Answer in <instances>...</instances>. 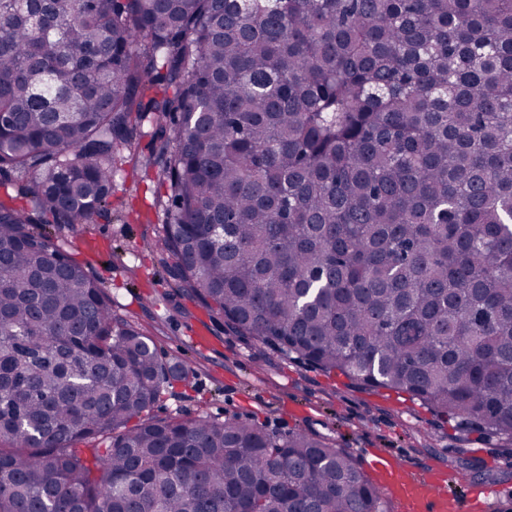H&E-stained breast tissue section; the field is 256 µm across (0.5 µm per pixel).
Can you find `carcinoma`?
I'll return each mask as SVG.
<instances>
[{
	"label": "carcinoma",
	"instance_id": "1",
	"mask_svg": "<svg viewBox=\"0 0 512 512\" xmlns=\"http://www.w3.org/2000/svg\"><path fill=\"white\" fill-rule=\"evenodd\" d=\"M0 117V512H384L318 435L151 415L183 370L44 228L125 163L228 331L512 441V0H0ZM30 178V175L20 172H11L8 178L0 175V198L5 199L7 195L16 197V204L27 207L26 200L21 198L19 190ZM2 183V185H1Z\"/></svg>",
	"mask_w": 512,
	"mask_h": 512
}]
</instances>
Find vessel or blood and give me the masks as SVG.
<instances>
[{
	"mask_svg": "<svg viewBox=\"0 0 512 512\" xmlns=\"http://www.w3.org/2000/svg\"><path fill=\"white\" fill-rule=\"evenodd\" d=\"M377 484L382 491L396 499L404 512H456L458 504L448 490L452 475L436 472L414 474L406 461L381 458L375 461Z\"/></svg>",
	"mask_w": 512,
	"mask_h": 512,
	"instance_id": "1",
	"label": "vessel or blood"
}]
</instances>
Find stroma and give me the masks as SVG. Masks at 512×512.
Here are the masks:
<instances>
[{
    "instance_id": "35a3bbf8",
    "label": "stroma",
    "mask_w": 512,
    "mask_h": 512,
    "mask_svg": "<svg viewBox=\"0 0 512 512\" xmlns=\"http://www.w3.org/2000/svg\"><path fill=\"white\" fill-rule=\"evenodd\" d=\"M165 192L152 170L117 179L119 209L54 237L103 283L115 314L151 336L164 361L185 366L187 377L164 385L153 416L204 413L273 431L304 429L348 449L363 465L385 453L417 471L451 472L452 493L466 504L477 487H493L497 494L482 512H512V441L459 430L408 396L358 389L344 377L290 362L252 338L226 332L222 319L176 292L154 247L167 221L158 204ZM196 326L207 332L205 347L189 336Z\"/></svg>"
}]
</instances>
